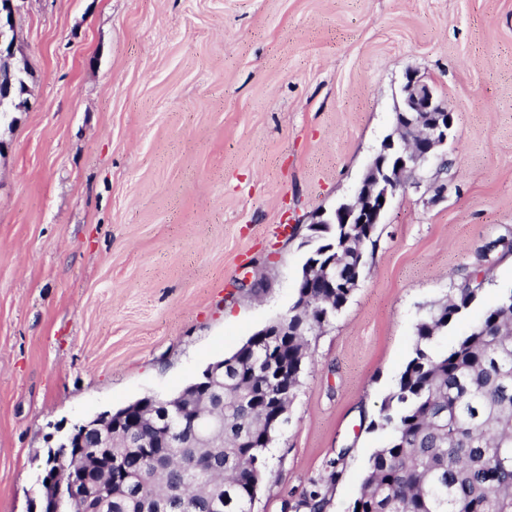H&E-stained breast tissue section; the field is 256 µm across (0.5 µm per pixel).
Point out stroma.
<instances>
[{
	"label": "stroma",
	"mask_w": 512,
	"mask_h": 512,
	"mask_svg": "<svg viewBox=\"0 0 512 512\" xmlns=\"http://www.w3.org/2000/svg\"><path fill=\"white\" fill-rule=\"evenodd\" d=\"M0 125V512L58 429L175 397L287 314L315 214L350 200L406 73L454 115L309 339L253 512H349L415 327L474 271L450 347L512 289V0H24ZM335 482H328L330 470ZM14 71L8 66L0 64V100H7L10 97ZM16 75V74H15ZM25 83L21 77L16 75L15 91L13 96L5 101H0V123L6 120L12 112H17L25 107L26 101L21 99L25 93ZM313 486L314 488L310 489L309 492L304 495L303 499H301L297 503L292 504L288 501L284 502L282 511L297 512L300 511V508L304 507L309 509V512H323L327 505L326 497L323 495L317 484Z\"/></svg>",
	"instance_id": "1"
}]
</instances>
